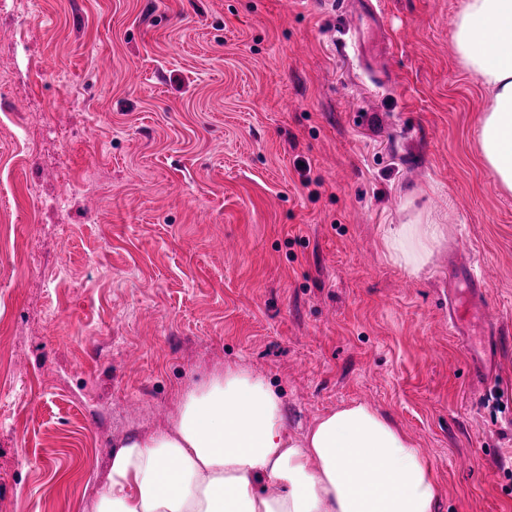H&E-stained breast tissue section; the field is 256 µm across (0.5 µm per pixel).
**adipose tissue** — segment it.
<instances>
[{
	"instance_id": "obj_1",
	"label": "adipose tissue",
	"mask_w": 512,
	"mask_h": 512,
	"mask_svg": "<svg viewBox=\"0 0 512 512\" xmlns=\"http://www.w3.org/2000/svg\"><path fill=\"white\" fill-rule=\"evenodd\" d=\"M456 52L489 94L480 158L512 193V0H463ZM428 219L390 229V259L417 273L443 239ZM421 449L388 415L350 403L289 438L280 392L225 367L188 390L168 430L112 448L93 512H436Z\"/></svg>"
}]
</instances>
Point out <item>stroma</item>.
Wrapping results in <instances>:
<instances>
[{
	"instance_id": "stroma-1",
	"label": "stroma",
	"mask_w": 512,
	"mask_h": 512,
	"mask_svg": "<svg viewBox=\"0 0 512 512\" xmlns=\"http://www.w3.org/2000/svg\"><path fill=\"white\" fill-rule=\"evenodd\" d=\"M462 0H0V512H90L115 443L225 366L297 439L362 402L428 452L438 512H512V346L474 376L444 299L483 266L512 332V194ZM445 224L419 274L387 231Z\"/></svg>"
}]
</instances>
